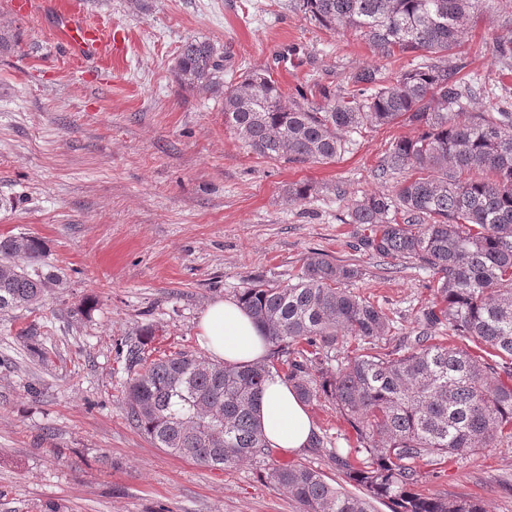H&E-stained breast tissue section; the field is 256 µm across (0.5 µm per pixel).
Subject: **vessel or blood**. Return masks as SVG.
Here are the masks:
<instances>
[{
    "mask_svg": "<svg viewBox=\"0 0 512 512\" xmlns=\"http://www.w3.org/2000/svg\"><path fill=\"white\" fill-rule=\"evenodd\" d=\"M52 8L61 19L57 31L60 44L69 53L72 63H81L84 57L90 55L102 63H111V33L88 22L76 0H53Z\"/></svg>",
    "mask_w": 512,
    "mask_h": 512,
    "instance_id": "1",
    "label": "vessel or blood"
}]
</instances>
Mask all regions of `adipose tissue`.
<instances>
[{
	"instance_id": "1",
	"label": "adipose tissue",
	"mask_w": 512,
	"mask_h": 512,
	"mask_svg": "<svg viewBox=\"0 0 512 512\" xmlns=\"http://www.w3.org/2000/svg\"><path fill=\"white\" fill-rule=\"evenodd\" d=\"M198 341L215 360L238 365L263 360L268 346L251 315L234 299L212 302L197 327ZM258 420L270 447L293 455L307 448L315 428L295 390L279 376L266 382Z\"/></svg>"
}]
</instances>
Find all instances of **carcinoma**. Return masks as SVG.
<instances>
[{
	"label": "carcinoma",
	"mask_w": 512,
	"mask_h": 512,
	"mask_svg": "<svg viewBox=\"0 0 512 512\" xmlns=\"http://www.w3.org/2000/svg\"><path fill=\"white\" fill-rule=\"evenodd\" d=\"M487 1L512 15V0H299L316 24L353 31L380 59L423 53L392 79L366 67L336 90L321 87L318 102L300 89L285 100L265 70L226 85L217 45L190 38L181 46L178 83L221 95L224 125L261 157L322 163L367 126L414 127L377 168L382 179L409 177L391 195L355 201L349 216L368 225L362 242L378 256L411 258L436 280L422 328L403 351L375 350L389 319L347 288L356 268L316 252L301 276L253 280L238 294L268 342V360L238 366L178 352L147 363L141 346L131 348L125 412L155 447L221 470L272 459L257 406L276 372L302 401H331L356 435L354 456H335L355 493L310 466L271 469L301 512H372L385 500L392 512H486L472 498L418 491L417 466L512 443V111L452 61ZM18 46L17 34L0 29L1 55ZM493 54L512 72L511 28L495 38ZM45 256L38 237L0 236V312L33 308L60 287V276L43 270ZM442 323L463 344L428 335ZM350 338L357 347L333 365L336 344Z\"/></svg>",
	"instance_id": "obj_1"
}]
</instances>
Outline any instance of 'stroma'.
Listing matches in <instances>:
<instances>
[{"label": "stroma", "mask_w": 512, "mask_h": 512, "mask_svg": "<svg viewBox=\"0 0 512 512\" xmlns=\"http://www.w3.org/2000/svg\"><path fill=\"white\" fill-rule=\"evenodd\" d=\"M79 3L111 31V67H73L49 15L0 0V26L21 34L0 56V196L15 202L0 210V235L40 238L63 280L40 306L0 313V512H44L51 501L65 512H300L270 465L302 463L343 482L333 455L348 453L355 433L332 402L307 405L320 447L212 469L156 448L128 421L127 351L140 342L153 359L203 355L196 328L211 302L255 277H295L314 252L358 268L351 291L390 319L381 347L415 336L432 272L375 255L348 216L364 195L393 193L377 166L414 129L363 130L328 163L265 159L225 127L222 98L183 90L172 68L187 38L207 39L228 56L225 82L266 68L289 98L365 67L393 77L420 57H374L362 37L319 27L294 0ZM504 26L496 5L483 6L460 59L512 103V73L492 55ZM303 183L308 198L290 200ZM419 470L425 492L512 512L511 445Z\"/></svg>", "instance_id": "35a3bbf8"}]
</instances>
